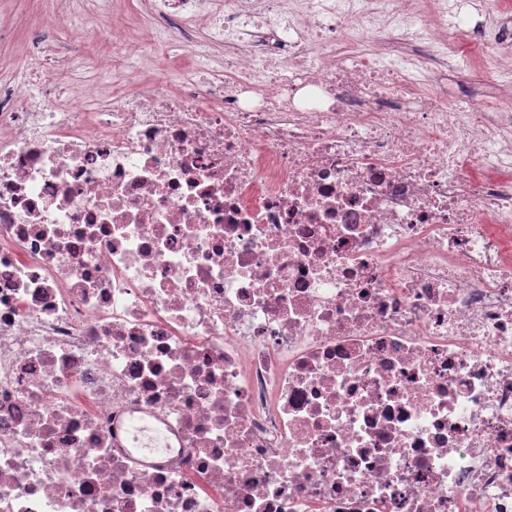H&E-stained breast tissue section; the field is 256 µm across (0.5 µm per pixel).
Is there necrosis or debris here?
<instances>
[{
    "label": "necrosis or debris",
    "mask_w": 512,
    "mask_h": 512,
    "mask_svg": "<svg viewBox=\"0 0 512 512\" xmlns=\"http://www.w3.org/2000/svg\"><path fill=\"white\" fill-rule=\"evenodd\" d=\"M453 9L147 0L96 81L35 37L39 89L0 83V512H512V13ZM177 43L174 90L108 82ZM465 49L495 69L455 111Z\"/></svg>",
    "instance_id": "1"
}]
</instances>
